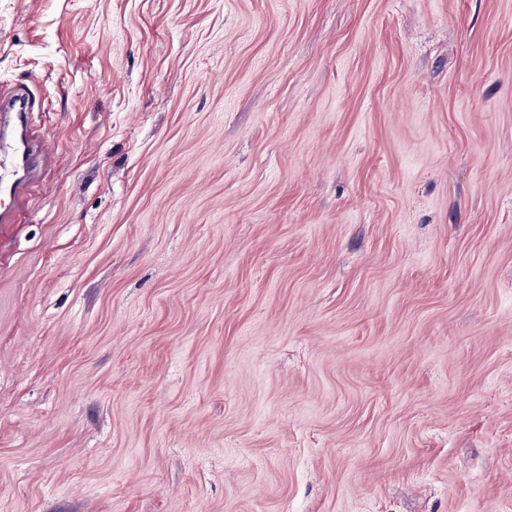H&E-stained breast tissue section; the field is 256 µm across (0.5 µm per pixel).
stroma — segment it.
I'll return each instance as SVG.
<instances>
[{"label":"stroma","mask_w":512,"mask_h":512,"mask_svg":"<svg viewBox=\"0 0 512 512\" xmlns=\"http://www.w3.org/2000/svg\"><path fill=\"white\" fill-rule=\"evenodd\" d=\"M21 80L0 512H512V0H0ZM36 112L29 85L0 89V224H15L45 175L51 150L33 122Z\"/></svg>","instance_id":"stroma-1"}]
</instances>
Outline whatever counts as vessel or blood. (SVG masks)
Instances as JSON below:
<instances>
[{
	"label": "vessel or blood",
	"mask_w": 512,
	"mask_h": 512,
	"mask_svg": "<svg viewBox=\"0 0 512 512\" xmlns=\"http://www.w3.org/2000/svg\"><path fill=\"white\" fill-rule=\"evenodd\" d=\"M36 111L30 86L0 89V224L15 223L45 175L51 150L33 122Z\"/></svg>",
	"instance_id": "b4317fda"
}]
</instances>
